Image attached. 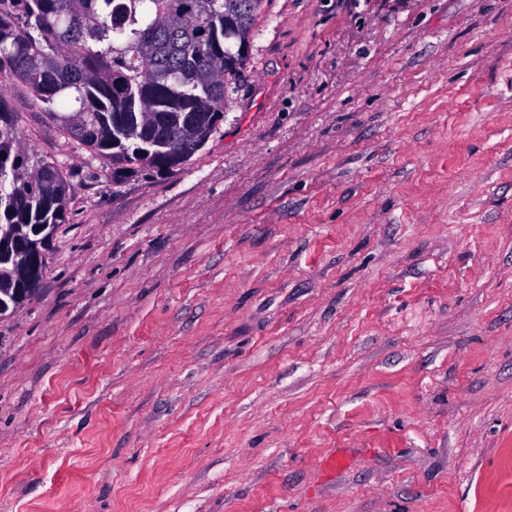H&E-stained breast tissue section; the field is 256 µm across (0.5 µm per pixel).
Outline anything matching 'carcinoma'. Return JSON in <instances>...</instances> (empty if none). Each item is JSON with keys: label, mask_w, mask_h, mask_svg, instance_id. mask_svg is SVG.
Returning a JSON list of instances; mask_svg holds the SVG:
<instances>
[{"label": "carcinoma", "mask_w": 512, "mask_h": 512, "mask_svg": "<svg viewBox=\"0 0 512 512\" xmlns=\"http://www.w3.org/2000/svg\"><path fill=\"white\" fill-rule=\"evenodd\" d=\"M263 0H0V77L26 86L115 173L169 172L214 134L250 63ZM0 96V234L64 224L69 185L21 144ZM150 154L138 153L139 146Z\"/></svg>", "instance_id": "obj_1"}]
</instances>
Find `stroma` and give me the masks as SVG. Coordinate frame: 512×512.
Returning a JSON list of instances; mask_svg holds the SVG:
<instances>
[{"label":"stroma","instance_id":"35a3bbf8","mask_svg":"<svg viewBox=\"0 0 512 512\" xmlns=\"http://www.w3.org/2000/svg\"><path fill=\"white\" fill-rule=\"evenodd\" d=\"M70 185L0 319V512H512V0H264L221 128ZM50 229V238L36 243L27 244V246L17 253L18 260L14 265V274L16 278L23 282L26 288H37L44 273V263L42 261V254L44 247L47 246L49 240L54 236L53 225Z\"/></svg>","mask_w":512,"mask_h":512}]
</instances>
